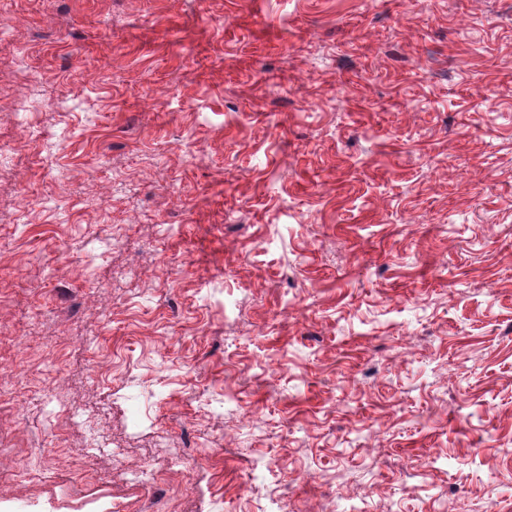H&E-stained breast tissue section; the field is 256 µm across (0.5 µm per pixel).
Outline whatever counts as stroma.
Here are the masks:
<instances>
[{
    "label": "stroma",
    "instance_id": "35a3bbf8",
    "mask_svg": "<svg viewBox=\"0 0 512 512\" xmlns=\"http://www.w3.org/2000/svg\"><path fill=\"white\" fill-rule=\"evenodd\" d=\"M0 22V512H512V0Z\"/></svg>",
    "mask_w": 512,
    "mask_h": 512
}]
</instances>
